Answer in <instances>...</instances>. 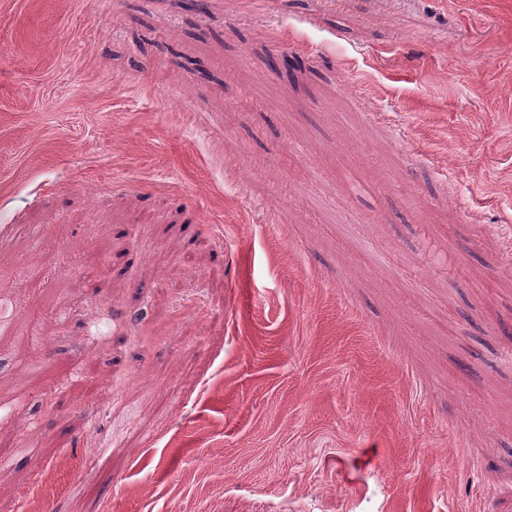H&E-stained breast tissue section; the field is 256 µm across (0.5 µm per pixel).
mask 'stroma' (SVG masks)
Masks as SVG:
<instances>
[{
  "instance_id": "1",
  "label": "stroma",
  "mask_w": 512,
  "mask_h": 512,
  "mask_svg": "<svg viewBox=\"0 0 512 512\" xmlns=\"http://www.w3.org/2000/svg\"><path fill=\"white\" fill-rule=\"evenodd\" d=\"M1 239L0 512H512V0H0Z\"/></svg>"
}]
</instances>
